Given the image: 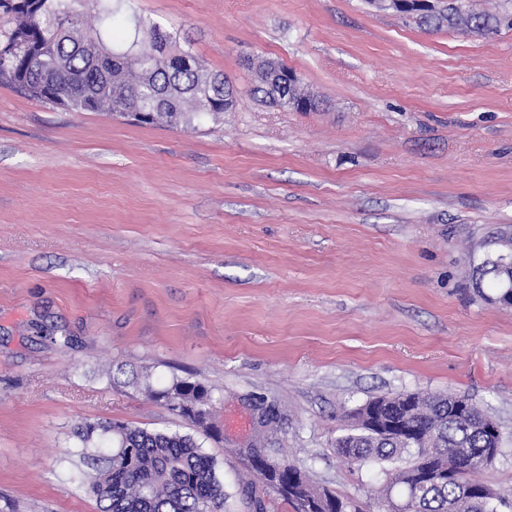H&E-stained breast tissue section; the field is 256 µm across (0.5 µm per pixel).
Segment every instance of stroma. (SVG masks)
<instances>
[{"instance_id":"1","label":"stroma","mask_w":512,"mask_h":512,"mask_svg":"<svg viewBox=\"0 0 512 512\" xmlns=\"http://www.w3.org/2000/svg\"><path fill=\"white\" fill-rule=\"evenodd\" d=\"M238 104L190 127L72 112L0 83V512H100L75 424L193 435L227 493L264 436L317 488L368 501L336 455L345 411L399 392L471 399L503 429L512 307L471 263L512 225V29L429 32L366 0H129ZM285 63L318 110L251 95ZM203 383L217 430L155 401ZM279 424L260 431L253 404Z\"/></svg>"}]
</instances>
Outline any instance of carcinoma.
I'll list each match as a JSON object with an SVG mask.
<instances>
[{"mask_svg": "<svg viewBox=\"0 0 512 512\" xmlns=\"http://www.w3.org/2000/svg\"><path fill=\"white\" fill-rule=\"evenodd\" d=\"M127 0H0V82L20 88L30 96L74 111H107L121 117L139 106L164 111L156 123L178 127L207 112L224 114L226 79L211 73L191 52L153 19L126 15ZM419 18L418 26L440 30L445 26L478 35L495 34L512 22L506 16L477 12L469 0ZM97 8L98 27L84 29L85 8ZM78 14H73V10ZM132 32L124 49L107 47L105 35L114 29ZM308 93L304 86L269 90L258 82L252 94L270 104L287 107ZM478 284L497 288L494 302H502L506 289L491 265L476 268ZM157 396L185 416L183 404L195 401L212 407L209 390L200 383L174 381ZM460 397L441 393L378 396L348 414L350 424L336 437V454L349 466L368 462L388 464L387 481L375 498L376 512H501L512 500L493 491L471 473L490 470L500 455L502 437L486 432L490 417L472 404L469 414L450 417L448 411ZM375 411L392 419H405L430 445L422 454L417 439L381 438L366 417ZM79 455L93 471L91 491L100 512H232L230 495L216 474V462L188 434L148 431L122 422H80L74 427ZM112 443V453L101 448ZM249 470L261 484L240 483L238 503L246 512H267L266 498L273 495L295 503L285 490L290 475L301 472L288 463V473L274 481L249 457ZM445 467L446 477L427 481L424 471ZM310 495L345 501L348 512H360L351 499L307 486Z\"/></svg>", "mask_w": 512, "mask_h": 512, "instance_id": "obj_1", "label": "carcinoma"}]
</instances>
